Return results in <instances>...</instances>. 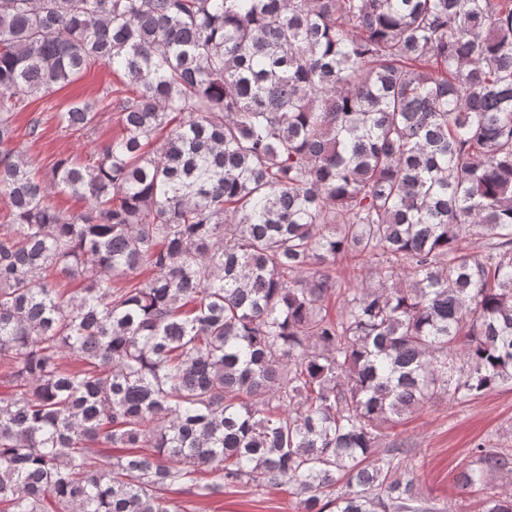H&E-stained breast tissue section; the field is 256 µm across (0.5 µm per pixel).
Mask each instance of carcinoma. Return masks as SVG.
Here are the masks:
<instances>
[{"label":"carcinoma","instance_id":"obj_1","mask_svg":"<svg viewBox=\"0 0 512 512\" xmlns=\"http://www.w3.org/2000/svg\"><path fill=\"white\" fill-rule=\"evenodd\" d=\"M95 64L46 182L14 117ZM0 199V512H429L401 417L512 386V0H0ZM180 512H299L300 496L272 487L239 486L224 489V495L198 497L174 493Z\"/></svg>","mask_w":512,"mask_h":512}]
</instances>
